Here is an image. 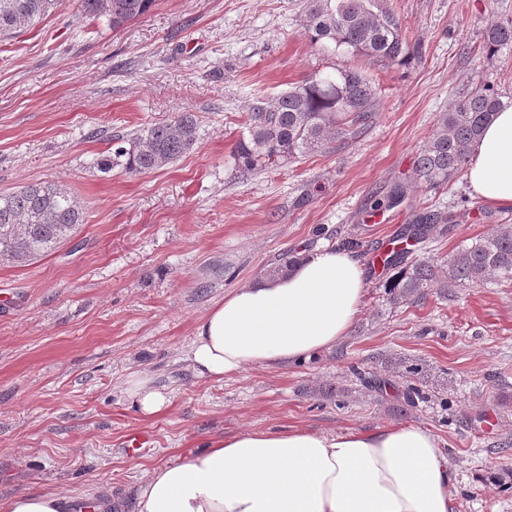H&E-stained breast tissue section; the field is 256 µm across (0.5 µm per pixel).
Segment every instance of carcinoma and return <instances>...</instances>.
<instances>
[{
    "label": "carcinoma",
    "instance_id": "1",
    "mask_svg": "<svg viewBox=\"0 0 512 512\" xmlns=\"http://www.w3.org/2000/svg\"><path fill=\"white\" fill-rule=\"evenodd\" d=\"M64 4V0H0V42L33 26ZM81 12L105 18L112 28L148 12L154 0H76ZM304 35L333 53L360 58L371 67L389 69L423 55L421 39L403 32L394 0H304ZM482 51L491 56L512 46V16L490 24L482 35ZM512 107V95L479 85L439 115L436 130L415 160L416 180L434 188L463 172L470 147L495 113ZM379 111L373 77L358 66H337L294 84L266 106L249 113L246 130L235 147L237 168L251 173L291 165L335 142L357 136ZM197 140L195 115L183 112L170 121L153 123L113 138L112 153L92 166L143 174L177 161ZM84 208L67 188L31 183L0 193V259L22 265L45 256L76 235ZM458 223L455 209L420 208L401 236L418 244L430 242ZM301 256L284 251L267 276L292 269ZM387 278L383 302L389 309L423 299L439 288H462L491 276L512 279V228L480 237L452 253L448 260L397 251L383 260Z\"/></svg>",
    "mask_w": 512,
    "mask_h": 512
}]
</instances>
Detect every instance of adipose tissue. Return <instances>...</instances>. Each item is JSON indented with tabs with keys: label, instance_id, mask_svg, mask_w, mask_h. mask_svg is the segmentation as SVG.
I'll return each instance as SVG.
<instances>
[{
	"label": "adipose tissue",
	"instance_id": "1",
	"mask_svg": "<svg viewBox=\"0 0 512 512\" xmlns=\"http://www.w3.org/2000/svg\"><path fill=\"white\" fill-rule=\"evenodd\" d=\"M474 194L512 208V108L470 148ZM366 269L326 245L287 274L235 289L198 323L195 371L221 379L302 362L345 336L361 311ZM455 474L439 440L416 424L327 434L247 430L153 467L136 512H452ZM72 494L35 489L0 512H69Z\"/></svg>",
	"mask_w": 512,
	"mask_h": 512
}]
</instances>
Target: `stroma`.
<instances>
[{
	"mask_svg": "<svg viewBox=\"0 0 512 512\" xmlns=\"http://www.w3.org/2000/svg\"><path fill=\"white\" fill-rule=\"evenodd\" d=\"M421 61L373 70L381 110L366 132L283 168L241 175L234 147L258 102H270L331 58L303 35L302 0H156L112 28L72 0L0 43V191L35 182L70 189L85 222L71 242L26 265L0 262V500L32 489L73 491L107 512H135L133 488L154 466L240 432L328 434L414 423L434 434L456 475L454 512H512V280L396 309L386 273L369 265L361 314L311 360L253 367L217 381L188 362L198 322L261 277L284 250L356 239L358 256L387 249L418 205L464 201L465 216L427 253L443 259L512 226V209L474 196L466 177L428 188L413 161L440 113L479 84L512 92V48L478 50L512 0H395ZM183 112L197 141L175 163L131 175L92 160L114 136ZM324 190L310 204L302 185ZM403 202L375 212L376 193ZM418 374H410V367ZM389 379L367 390L360 375ZM151 378L169 398L147 416L127 390ZM424 397L405 405L407 385ZM347 387L344 397L330 388ZM149 431L152 448L126 451Z\"/></svg>",
	"mask_w": 512,
	"mask_h": 512,
	"instance_id": "stroma-1",
	"label": "stroma"
}]
</instances>
